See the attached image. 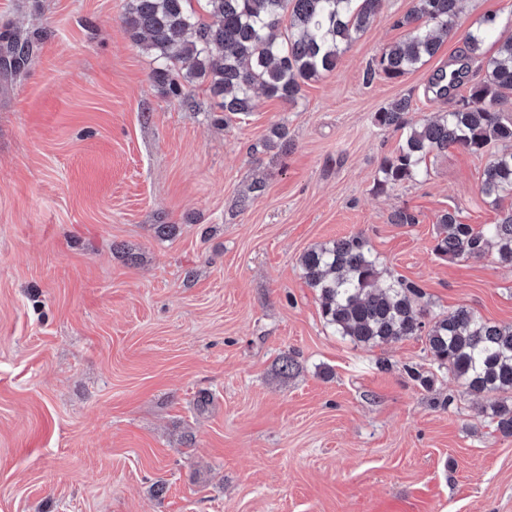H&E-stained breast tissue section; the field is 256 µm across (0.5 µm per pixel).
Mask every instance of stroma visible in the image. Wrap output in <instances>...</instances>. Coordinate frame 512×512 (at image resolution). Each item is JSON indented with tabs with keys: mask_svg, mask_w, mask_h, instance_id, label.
<instances>
[{
	"mask_svg": "<svg viewBox=\"0 0 512 512\" xmlns=\"http://www.w3.org/2000/svg\"><path fill=\"white\" fill-rule=\"evenodd\" d=\"M126 3L0 0V32L32 42L0 76V512H512L491 398L423 337L334 335L299 266L360 233L421 286L428 318L464 307L512 325V267L434 250L442 211L500 219L478 187L502 144L375 184L400 141L376 113L402 97L415 120L456 108L467 88L438 100L430 79L512 0H462L433 59L370 81L412 6L384 0L296 103L262 96L225 123L205 84L184 103L154 82ZM277 124L288 148L264 150ZM401 209L416 223H392Z\"/></svg>",
	"mask_w": 512,
	"mask_h": 512,
	"instance_id": "35a3bbf8",
	"label": "stroma"
}]
</instances>
